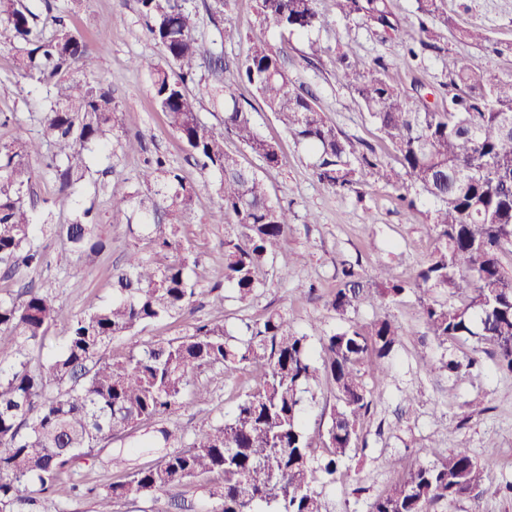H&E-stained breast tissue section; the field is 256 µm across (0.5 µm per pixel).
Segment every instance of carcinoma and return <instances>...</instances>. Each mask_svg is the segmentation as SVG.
<instances>
[{"instance_id":"obj_1","label":"carcinoma","mask_w":512,"mask_h":512,"mask_svg":"<svg viewBox=\"0 0 512 512\" xmlns=\"http://www.w3.org/2000/svg\"><path fill=\"white\" fill-rule=\"evenodd\" d=\"M147 36L163 51V62L141 55L132 67L152 78L156 106L203 170L217 177L216 187L230 228L224 236V284L240 302L265 284L269 264L288 272L306 263L302 253L283 243L294 215L273 201L263 178L239 156L224 149V134L236 137L262 162L282 164L278 145L259 137L252 113L236 95L237 86L253 88L262 106L284 129L312 151L319 181L334 191H354L366 177L391 184L407 209L424 196L432 203L429 221L436 246L411 281L390 280L385 268L364 278L341 263L339 284L328 301L339 316L358 303L395 301L414 289L428 335L440 346L475 337L490 346L498 368L512 374V272L502 255L512 253V78L489 75L471 58L461 57L441 84V105H426L414 77L408 90L390 83L381 58L363 61L346 52L336 57V77L357 96L393 150L404 174L372 148L358 149L329 125L308 90L290 88L281 54L254 42L226 82L223 46L198 38L196 0H138ZM416 22L401 26L389 0H336L347 17H360L376 33L399 37L412 61L448 52V28L458 36L498 51L497 43L477 29L457 26L444 0H416ZM258 16L289 34H307L319 23L316 0H256ZM23 0H0V48L15 51L22 77L45 91L40 134L0 147V262L36 270L42 252L32 242L37 224L28 204L36 170L33 161L52 154V171L61 197L88 171V154L107 144L116 129L112 94L81 74L97 56L88 41L64 24L47 35ZM211 79L203 80L202 70ZM224 112V132L199 117L190 86ZM136 201L112 197V209H132L128 232L150 249L134 247L112 274V303L73 320L47 296L30 289L18 298L0 299V348L18 355L9 370L0 366V512H48V497L81 495L73 463L95 457L124 441L132 430L162 422L188 397L200 401L205 390L192 384L207 366L251 370L233 415L201 425L189 438L161 426L155 440L142 444L157 454L148 466L132 468L98 495L96 512L130 497L153 496L190 483L213 503L209 512H326L318 485L344 478L340 460L355 447L359 427L374 409L365 377L380 378L381 367L402 343L403 331L385 318L369 326L351 323L321 339L314 358L307 337L293 317L280 310L262 323L246 326L248 336L230 342L222 322L194 323L188 334L159 342H135L120 360L106 357L113 339L136 336L145 325L192 312L196 281L181 226L196 190L169 161H145ZM94 206L75 213L61 231L73 252L105 248L98 235ZM464 294L456 305L438 293ZM70 321L62 346L42 356L52 325ZM482 350L467 362L449 363L461 380L483 366ZM327 379L334 406L322 458L302 425L303 393ZM485 467L466 448H455L440 463L409 467L377 495L370 512H432L441 500L473 498Z\"/></svg>"}]
</instances>
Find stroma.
<instances>
[{"mask_svg":"<svg viewBox=\"0 0 512 512\" xmlns=\"http://www.w3.org/2000/svg\"><path fill=\"white\" fill-rule=\"evenodd\" d=\"M59 6L65 24L87 39H95L103 31L110 34L88 78L102 81L111 92L121 131L139 135L146 153L165 154L197 190L196 205L182 229L185 244L198 260L194 309L146 326L139 331V340L176 338L186 334L192 323L210 320L223 321L238 337L246 324L262 322L271 310L279 309L293 313L297 330L306 335L316 351L321 336L344 328L348 322L370 324L391 318L404 331L402 344L384 362L382 380L367 383L376 394L375 409L361 424L356 448L340 462L347 480L323 489L330 512H369L373 499L402 475L404 466L439 463L455 448L469 449L478 462L484 463L485 479L477 499L442 501L433 512H512V497L503 492L504 485L512 482V376L500 374L488 360L467 381L455 382L445 365L465 361L475 341L462 338L438 346L427 336L420 320L416 293H407L382 307L364 302L343 317L327 304L343 260L364 275L382 265L393 278H412L434 247L426 205L406 212L398 204L394 187L382 182H367L355 192L328 189L314 174L303 147L263 108L250 87H242L241 101L251 111L257 133L278 144L283 163L267 171L257 157L241 151L232 136H225L224 145L227 150L241 152L255 169L263 170L273 200L290 206L295 220L284 247L305 253L307 262L284 276L272 273L249 301H237L233 291L220 283L226 221L213 178L195 165L184 142L157 110L148 73L130 65L131 59L140 55H162L145 34L137 0H59ZM446 8L459 25L486 30L502 51L489 54L479 45L449 35L447 55L425 59L419 79L428 88L438 87L446 81L453 61L460 57L474 59L493 76L512 77V0H446ZM317 10L321 24L309 38L263 23L255 0H235L229 16L215 22L202 17L200 33L204 41H222L224 75L228 78L251 41L268 42L283 55L292 85L314 93L329 124L357 146L373 147L389 166H396L391 148L356 95L337 80L334 61L342 50L363 59L381 56L390 63L389 80L409 86L410 76L398 39L381 38L362 20L344 18L336 0H317ZM312 38L325 48L317 59L308 56L307 45ZM42 97L33 81L18 74L13 51L0 50V146L12 144L22 134H39ZM144 155L125 153L118 143H110L107 149L92 154L89 174L65 199L59 195L53 174L39 171L30 192L37 219L64 224L77 208L91 204L99 216L98 232L108 242L102 252L80 256L71 252L65 238L39 226L33 242L46 254L44 266L35 273L21 269L11 278L0 277V297L16 296L31 285L49 294L67 313V320L50 328L47 349L61 346L69 318L111 302L112 270L123 262L134 243L127 231L126 215L112 210V198L137 191ZM195 379L207 384V401L180 407L168 419L169 425L186 433L202 422L230 418L247 374L204 368ZM407 393L413 396V403L404 402ZM334 404L328 382H320L305 393L309 436L315 438L324 432ZM490 448L496 451L491 460L486 457ZM75 469L89 492L69 501L68 512H95L96 490L114 481L121 468L82 458L76 461ZM357 486L362 489L358 495L353 492ZM175 498L194 500L201 512H207L210 506L200 489L184 485L155 496L119 501L113 512H170Z\"/></svg>","mask_w":512,"mask_h":512,"instance_id":"stroma-1","label":"stroma"}]
</instances>
